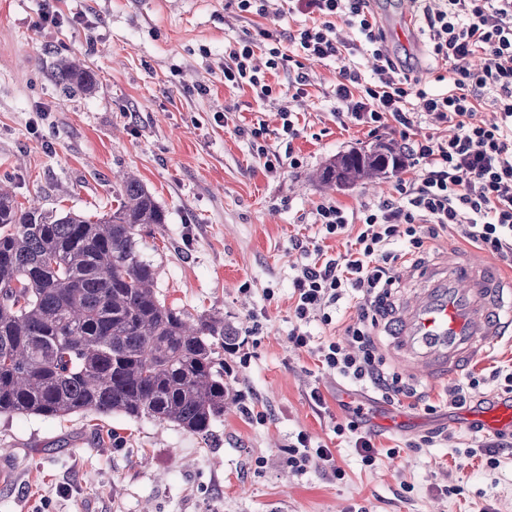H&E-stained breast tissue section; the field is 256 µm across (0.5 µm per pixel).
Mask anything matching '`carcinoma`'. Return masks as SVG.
Wrapping results in <instances>:
<instances>
[{
  "label": "carcinoma",
  "instance_id": "cac0c4a2",
  "mask_svg": "<svg viewBox=\"0 0 512 512\" xmlns=\"http://www.w3.org/2000/svg\"><path fill=\"white\" fill-rule=\"evenodd\" d=\"M87 91L93 74L58 64ZM395 144L378 141L329 162L342 187L385 179ZM107 213L23 208L0 187V415L64 419L120 414L204 436L232 403L219 350L236 335L216 315L192 318L156 291L142 231L165 223L147 187L125 175Z\"/></svg>",
  "mask_w": 512,
  "mask_h": 512
}]
</instances>
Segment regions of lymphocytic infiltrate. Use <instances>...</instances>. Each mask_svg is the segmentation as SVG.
Returning <instances> with one entry per match:
<instances>
[{
  "mask_svg": "<svg viewBox=\"0 0 512 512\" xmlns=\"http://www.w3.org/2000/svg\"><path fill=\"white\" fill-rule=\"evenodd\" d=\"M416 2L426 51L445 69L432 80L391 53L372 0H296L312 22L284 38L262 28L244 31L224 52L225 84L249 87L261 100L276 93L265 72L285 64L281 41L297 45L310 59H336V118L375 131H398L401 160L420 168L415 180L399 183L397 198L355 212L331 201L319 203L313 217L323 236L342 235L353 225L358 234L340 258L313 248L312 258L293 278L294 345H311L305 330L311 319L331 324V308L344 298H358V320L346 327L345 342L315 345L317 358L334 374L389 398L417 394L384 369L367 326L398 281L393 244L406 240L413 255L427 240L457 228L479 249L512 259V0ZM340 22L355 29L358 41L337 40ZM259 49L266 57L261 66L254 62ZM359 56L372 58V78L356 65ZM487 101L496 106L498 121L472 123L473 113ZM279 116V130L260 121L247 132L253 152L271 173L300 165L293 148L299 119L285 107ZM421 125L428 134L414 137L413 129ZM272 136L277 139L273 145L268 142Z\"/></svg>",
  "mask_w": 512,
  "mask_h": 512,
  "instance_id": "lymphocytic-infiltrate-1",
  "label": "lymphocytic infiltrate"
}]
</instances>
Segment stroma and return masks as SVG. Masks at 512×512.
<instances>
[{"label": "stroma", "mask_w": 512, "mask_h": 512, "mask_svg": "<svg viewBox=\"0 0 512 512\" xmlns=\"http://www.w3.org/2000/svg\"><path fill=\"white\" fill-rule=\"evenodd\" d=\"M49 7L60 23L38 25ZM304 19L297 11L243 19L234 0H0V181L24 206L92 211L111 207L117 176L135 175L166 216L145 249L161 298L195 318L223 317L237 336L222 354L237 402L208 437L119 414L1 416L0 512H512V431L482 429L478 401L448 405L447 382L410 376L418 397L389 401L289 339L305 246L335 258L356 236L322 238L315 206L390 199L416 175L409 165L377 184L321 182L319 171L352 148L400 140L336 119V61L283 44L312 80L294 102L225 85L224 51L244 30L284 33ZM66 58L94 74L90 91L68 95L52 80ZM286 105L299 114L293 147L302 164L270 174L245 130L260 120L279 128ZM451 246L476 250L451 231L426 243L418 261L398 258L392 299ZM510 368L505 340L468 372L480 393L498 394L492 374ZM315 388L325 407L310 400ZM358 407L379 450L370 466L336 433ZM300 431L331 449L335 470L288 467ZM424 436L434 444L419 447ZM490 444L500 447L497 468L466 454ZM449 485L457 494L445 495Z\"/></svg>", "instance_id": "obj_1"}]
</instances>
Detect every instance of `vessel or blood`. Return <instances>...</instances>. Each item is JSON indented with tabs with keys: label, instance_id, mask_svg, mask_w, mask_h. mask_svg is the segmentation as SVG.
<instances>
[{
	"label": "vessel or blood",
	"instance_id": "b4317fda",
	"mask_svg": "<svg viewBox=\"0 0 512 512\" xmlns=\"http://www.w3.org/2000/svg\"><path fill=\"white\" fill-rule=\"evenodd\" d=\"M382 330L390 358L410 376H457L512 335V279L449 249L443 265L421 271L409 297L387 307ZM481 419L490 431L512 427V397L485 396Z\"/></svg>",
	"mask_w": 512,
	"mask_h": 512
}]
</instances>
